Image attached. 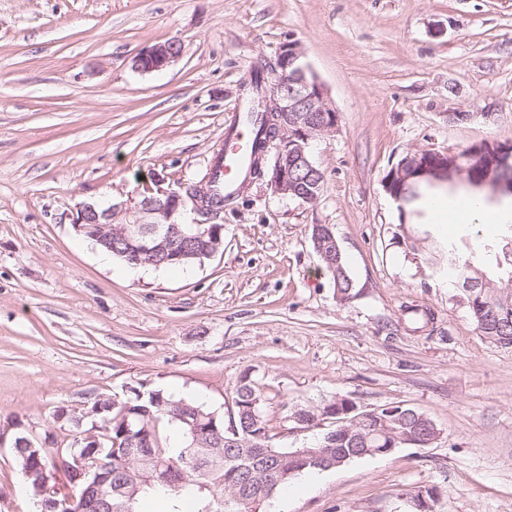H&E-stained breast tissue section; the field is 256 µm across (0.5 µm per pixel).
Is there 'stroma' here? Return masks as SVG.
<instances>
[{
    "mask_svg": "<svg viewBox=\"0 0 512 512\" xmlns=\"http://www.w3.org/2000/svg\"><path fill=\"white\" fill-rule=\"evenodd\" d=\"M169 38L183 44L173 66L132 67ZM288 41L340 115L312 143L318 200L255 178L203 265L103 262L76 206L138 196L156 174L198 181L253 66ZM485 141L512 142V0H0V512L33 504L14 438L76 435L59 408L136 387L228 417L245 375L276 448L309 447L317 433L291 411L336 396L413 407L442 431L301 473L261 512H413L428 489L433 512H512V348L482 336L430 263L436 242L490 249L500 227L409 224L383 188L406 153ZM313 224L333 228L348 302ZM320 261L324 266L325 270L330 275L336 293L339 292L342 295V299L344 301L351 299L353 297L352 291L354 288V284L342 252L340 264H336L335 267H332L331 265H329L328 263L324 262L321 259Z\"/></svg>",
    "mask_w": 512,
    "mask_h": 512,
    "instance_id": "35a3bbf8",
    "label": "stroma"
}]
</instances>
